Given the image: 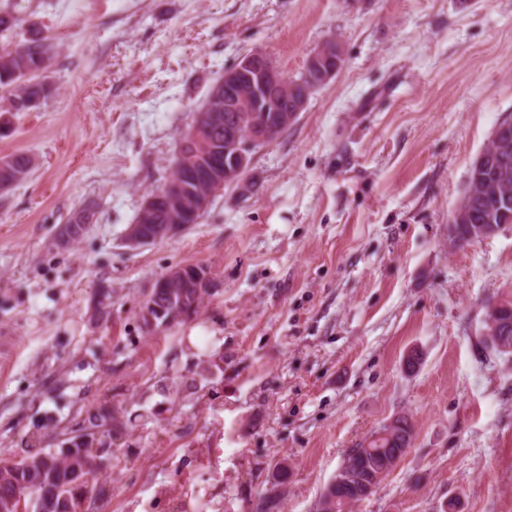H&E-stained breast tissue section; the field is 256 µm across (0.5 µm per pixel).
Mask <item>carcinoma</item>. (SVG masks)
Returning a JSON list of instances; mask_svg holds the SVG:
<instances>
[{
    "instance_id": "1",
    "label": "carcinoma",
    "mask_w": 512,
    "mask_h": 512,
    "mask_svg": "<svg viewBox=\"0 0 512 512\" xmlns=\"http://www.w3.org/2000/svg\"><path fill=\"white\" fill-rule=\"evenodd\" d=\"M53 46L32 40L27 43L0 45V91L8 94L12 106L8 111H16L13 102L22 101L37 92L48 98L50 88L43 83H35L38 77L42 55L52 54ZM10 168L17 174V182L25 180L32 168V159L25 153H14L8 156ZM188 169L173 164L169 181L183 186L184 205L193 206V193L196 187L194 177L187 175ZM508 199L493 202L475 191L473 197L472 224H498L497 212L505 207L512 213V178L508 180ZM203 299L195 290L188 288H163L156 292L154 303L169 315L171 310L180 304L192 308L197 313ZM397 426L391 433V438L381 443H372L377 453L367 450L348 457L350 465L340 474V482L334 494L340 498L337 512L361 501L359 494L361 483L374 479L382 468V458L399 454L405 455L411 447L414 438V426L409 416L399 414L396 417ZM126 429L124 415L114 408L101 407L97 412L88 415L87 424L81 429V435L95 437L97 434H107L113 438L122 434ZM78 436L66 440L70 444L67 449L53 448L46 450L37 444H31L26 455L13 462V468L0 467V512H14L12 502L17 492L28 491L27 499L33 501V512H80L89 494V478L102 465L107 453L106 448H91L77 442ZM288 468L277 465L272 473L273 490L269 494L251 503V512H281L282 498L276 488L288 482Z\"/></svg>"
}]
</instances>
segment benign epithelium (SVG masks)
<instances>
[{
	"instance_id": "obj_1",
	"label": "benign epithelium",
	"mask_w": 512,
	"mask_h": 512,
	"mask_svg": "<svg viewBox=\"0 0 512 512\" xmlns=\"http://www.w3.org/2000/svg\"><path fill=\"white\" fill-rule=\"evenodd\" d=\"M342 51L341 44L335 39L325 41L308 59V66L326 64L320 70L319 87L336 75V68L329 66L335 61L333 54ZM290 79L277 68L270 59L259 51L247 53L232 67L224 70V76L218 81L212 101H224V111L216 112L211 106L201 109L191 135L197 129L216 125L224 121V113L239 112L241 120L224 125V142L205 146L203 159L195 162L198 168L196 185L201 189L197 197V208L204 211L209 208L215 195L226 186H234L241 194L252 191V179L248 176L255 149L273 142L276 137L298 117L307 105L308 96L294 99L285 106L282 100L270 95V90L289 92ZM249 120L247 132L240 131L243 121ZM167 202L172 212L170 224H148L151 213L159 202ZM181 212L180 200L172 184L148 196L140 208V223L128 226L124 241L130 248H139L155 242L175 237L186 230L187 225L180 222L177 213ZM471 214L470 194L464 193L455 207L448 224V243L457 246L465 241L487 239L499 229L498 224H469ZM214 277L206 268L182 266L171 270L157 282L156 288L179 286L181 288H211ZM508 307L501 300H493L487 306V322L491 329L484 335L491 336L501 351L512 350V323L499 319V310ZM162 309L149 303L143 306L142 323L146 330L157 328Z\"/></svg>"
}]
</instances>
